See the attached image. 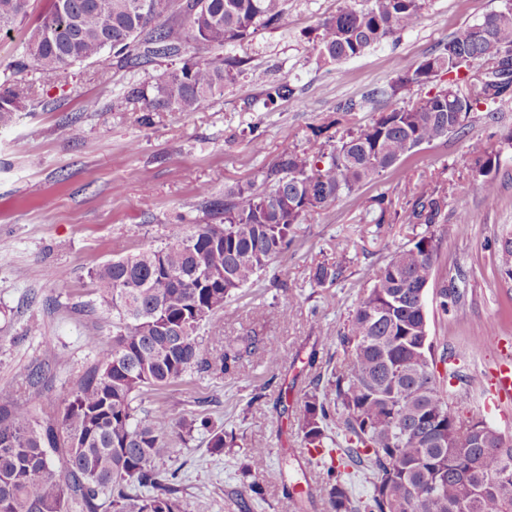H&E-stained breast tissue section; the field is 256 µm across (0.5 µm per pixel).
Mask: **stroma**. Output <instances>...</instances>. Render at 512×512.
<instances>
[{
	"instance_id": "stroma-1",
	"label": "stroma",
	"mask_w": 512,
	"mask_h": 512,
	"mask_svg": "<svg viewBox=\"0 0 512 512\" xmlns=\"http://www.w3.org/2000/svg\"><path fill=\"white\" fill-rule=\"evenodd\" d=\"M50 4L30 0L27 18L0 33V82L12 78L10 62L19 58ZM501 4L427 0L415 28L359 57L327 64L314 48L317 27L344 0H287L279 28L260 30L233 47V54L247 58L246 71L199 111L146 114L135 105H118L127 87L150 84L166 69L161 58L134 67L76 64L61 83L43 91L41 100L25 101L13 123L0 129V389L12 387L23 367L41 368L40 414L54 415L97 346L112 335V315L98 308L90 278L95 266L162 245L178 223L212 222L200 205L199 185L220 197L225 186L251 179L283 147L312 156L328 150L326 137L313 136L312 130L340 103L361 102L351 122L364 125L378 112L434 93L446 76L389 100L368 99L395 78L399 59L424 60ZM267 78L288 79L297 88L296 98L264 108ZM88 99L96 101L95 111H84ZM476 139L500 155L493 173L498 202L491 207L471 175L468 145ZM423 179L434 181L444 201L431 232L444 224L456 227L441 243L438 273L453 286L465 281L467 288L462 302L447 312L428 306L430 334L437 347L469 353L473 410L512 437V401L488 409L482 396L484 373L498 362L502 342H512V278L496 259L502 237L512 234V97H507L493 109L471 112L463 132L423 146L377 181L308 214L290 251L259 282L239 291L229 319L203 333L216 351L250 333L263 337L266 350L246 357L233 375L194 373L137 399L139 408L163 401L173 419L198 413L237 435L236 447L204 467L194 460L207 449V430L174 441L171 460L181 467L192 512H276L284 486L297 480L308 493L305 512H328L321 491L324 466L310 457L297 433L302 397L344 366L339 330L378 267L415 235L407 225L370 224L373 198L384 193L404 204ZM463 212L470 216L465 224L458 221ZM327 260L341 262L344 272L335 285L320 287L312 274ZM63 269L69 273L64 282L58 279ZM287 299L293 300L294 313L285 322L276 305ZM273 357L279 367L270 365ZM254 443L264 445L268 455L260 471L246 476L245 453ZM252 480L262 487L263 500L247 492Z\"/></svg>"
}]
</instances>
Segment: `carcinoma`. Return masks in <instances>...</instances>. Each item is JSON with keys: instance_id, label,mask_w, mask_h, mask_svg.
<instances>
[{"instance_id": "1", "label": "carcinoma", "mask_w": 512, "mask_h": 512, "mask_svg": "<svg viewBox=\"0 0 512 512\" xmlns=\"http://www.w3.org/2000/svg\"><path fill=\"white\" fill-rule=\"evenodd\" d=\"M346 5L318 27L315 49L326 63L360 56L400 31L416 27L426 0H345ZM29 0H0V31L26 19ZM52 0L33 28L15 73L31 71L0 85V127L13 122L21 102L59 84L76 63L102 61L103 54L124 65L149 58H177L180 66L157 76L150 89L137 86L124 100L141 101L146 112H197L246 61L206 58L198 51L242 44L258 30L283 20L286 0ZM512 54V0L481 21L457 31L438 53L402 63L396 78L367 101L391 99L410 85L448 80L433 95L407 107L377 113L356 129L346 116L362 107L353 101L313 129L320 137L342 131L332 150L314 160L284 148L253 180L207 199L216 223L178 225L160 247H148L92 270L100 305L112 310V337L101 344L56 416L42 422V371L26 367L17 388L0 391V512H189L179 471L160 470L170 456L174 428L209 432L211 456L236 444L234 432L214 429L197 415L173 423L167 411L139 412L145 390L164 391L194 372L233 374L261 348L256 335L241 336L217 354L200 336L224 313L235 293L253 284L286 254L295 230L311 211L322 209L385 171L422 145L462 132L470 112L512 94V84L486 75ZM284 78L264 90V105L295 96ZM474 176L488 204L497 201L492 171L499 154L481 140L469 145ZM370 223H385L391 201L375 199ZM441 214L436 188L421 184L411 200L394 211L392 223L435 224ZM448 224L438 235L420 233L394 251L376 272L337 340L348 353L345 368L332 373L324 390L306 394L298 430L304 447L321 454L328 429L336 426L345 445L330 458L323 490L331 512H512V439H505L471 412V383L455 370L459 387L449 393L436 375L437 362L452 353L436 346L429 333L427 291L436 283V262ZM498 264L512 277V237H505ZM343 274L336 262L319 264L313 280L334 284ZM456 288L436 290V308L457 304ZM57 460H52V457ZM267 449L251 446L244 472L262 469ZM372 475L371 491L357 497L353 478ZM280 508L302 512L303 492L285 490Z\"/></svg>"}]
</instances>
